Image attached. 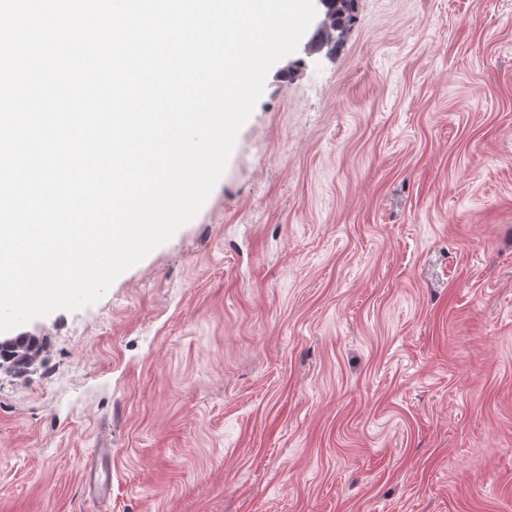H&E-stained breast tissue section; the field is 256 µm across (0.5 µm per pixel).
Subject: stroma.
<instances>
[{"mask_svg": "<svg viewBox=\"0 0 512 512\" xmlns=\"http://www.w3.org/2000/svg\"><path fill=\"white\" fill-rule=\"evenodd\" d=\"M19 330L0 512H512V0H355L190 223ZM44 349L45 343L41 340L37 344L27 345L23 351L12 352V355L17 356L13 362L8 361L9 356H4V352L0 351V365L4 362H10L18 372H25L39 361ZM110 456L111 453L109 450L103 448L95 456V459L86 472V480L88 484L93 485L101 495H106L112 486Z\"/></svg>", "mask_w": 512, "mask_h": 512, "instance_id": "35a3bbf8", "label": "stroma"}]
</instances>
